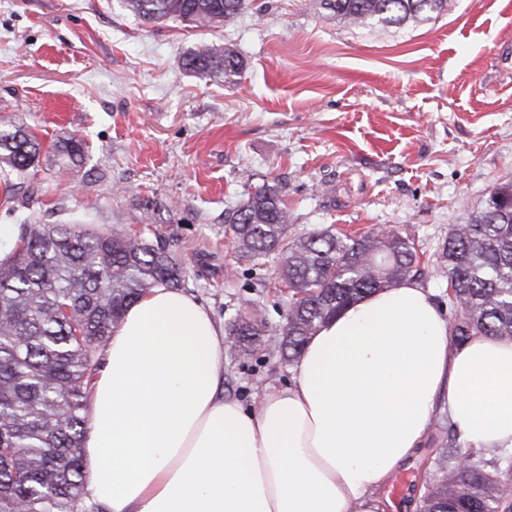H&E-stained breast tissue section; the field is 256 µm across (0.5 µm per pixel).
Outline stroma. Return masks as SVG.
Instances as JSON below:
<instances>
[{
	"label": "stroma",
	"instance_id": "obj_1",
	"mask_svg": "<svg viewBox=\"0 0 512 512\" xmlns=\"http://www.w3.org/2000/svg\"><path fill=\"white\" fill-rule=\"evenodd\" d=\"M210 42L246 61L240 84L181 69ZM44 147L85 144L76 173L40 164L0 205V225L36 215L165 240L187 270L185 294L229 326L247 302L269 326L288 307L276 277L240 259L224 214L256 185L287 186L292 232L391 228L415 241L440 310L448 280L435 252L453 225L512 183V0H448L443 14L357 27L318 0H253L219 29L145 23L122 0H0V104ZM224 392L253 406L293 368L259 350L224 359ZM437 446L390 479L411 512Z\"/></svg>",
	"mask_w": 512,
	"mask_h": 512
}]
</instances>
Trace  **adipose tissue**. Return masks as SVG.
I'll return each instance as SVG.
<instances>
[{
	"label": "adipose tissue",
	"mask_w": 512,
	"mask_h": 512,
	"mask_svg": "<svg viewBox=\"0 0 512 512\" xmlns=\"http://www.w3.org/2000/svg\"><path fill=\"white\" fill-rule=\"evenodd\" d=\"M224 333L182 291L150 289L114 329L91 393L84 482L109 512H384L377 491L447 411L475 449L512 447V339L450 344L407 280L324 323L293 383L224 393Z\"/></svg>",
	"instance_id": "1"
}]
</instances>
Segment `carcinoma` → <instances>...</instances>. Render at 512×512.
Returning a JSON list of instances; mask_svg holds the SVG:
<instances>
[{
  "instance_id": "1",
  "label": "carcinoma",
  "mask_w": 512,
  "mask_h": 512,
  "mask_svg": "<svg viewBox=\"0 0 512 512\" xmlns=\"http://www.w3.org/2000/svg\"><path fill=\"white\" fill-rule=\"evenodd\" d=\"M145 22L179 19L221 28L250 0H124ZM448 0H320L327 15L356 26H400L429 20ZM180 67L200 79L239 83L246 63L222 44L186 53ZM59 166L83 159L75 136L53 144ZM41 153L38 139L0 116V179L14 196ZM285 187L263 184L224 223L241 257L263 265L280 255L278 278L288 290L285 323L272 330L254 304L229 329L233 356L273 348L297 362L311 336L348 304L422 275L415 242L374 229L359 236L328 228L291 235ZM501 200L454 225L436 259L448 278L452 346L491 335L512 338V185ZM185 271L167 243L133 229L112 233L79 224L28 219L20 242L0 259V512H83V434L98 352L125 311L149 289L184 287ZM443 452L418 512H512L502 489L512 463L487 468L458 448L453 424L440 430Z\"/></svg>"
}]
</instances>
